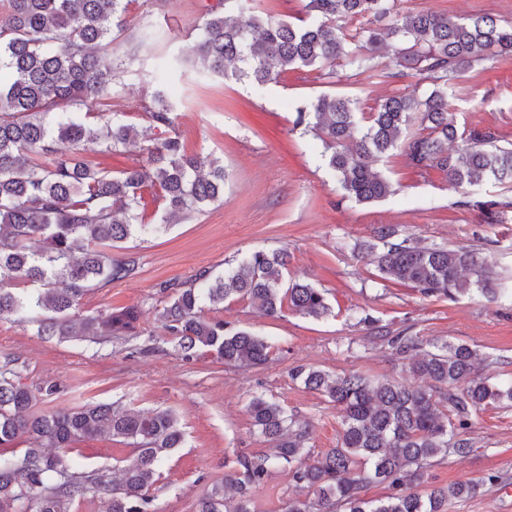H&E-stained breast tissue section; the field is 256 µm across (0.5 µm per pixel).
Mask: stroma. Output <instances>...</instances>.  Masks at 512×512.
Returning <instances> with one entry per match:
<instances>
[{"label": "stroma", "mask_w": 512, "mask_h": 512, "mask_svg": "<svg viewBox=\"0 0 512 512\" xmlns=\"http://www.w3.org/2000/svg\"><path fill=\"white\" fill-rule=\"evenodd\" d=\"M216 3L134 0L128 35L112 45L118 57L128 37H140L146 27L153 33L124 75L112 108L127 113L144 140L156 138L142 118V106L150 99L154 74L165 71L178 92L175 127L188 150L224 161L223 202L160 236L126 242L127 252L138 259V275L97 289L83 301L86 314L138 308L137 337L123 343L47 339L30 325L0 321V367L8 366L27 385L51 382L60 388L44 410L106 401L176 412L185 442L168 457L162 479L151 489L156 512H194L198 499L223 480L237 457L265 450L245 409L252 396L265 395L311 421L314 452L336 447L342 430L336 408L294 382L290 369L308 365L333 373L358 370L373 379L404 377L387 344L368 336L353 313L371 315L392 331L409 327L428 339L469 344L485 359L484 377L512 378V300L492 302L476 290L426 297L382 280L375 265L353 251L374 225L394 224L425 245L479 249L498 283L512 289V218L485 223L480 210L462 206L461 189L442 171H417L398 156L380 164L393 184L392 195L372 204L344 200L320 156V141L293 129L297 107L319 94L348 96L367 112L396 92L423 95L426 83L413 74L393 77V56L386 49L377 57L385 76L372 82L342 72L331 83L313 73L304 79L291 73L256 91L232 79L202 77L184 56L196 25ZM400 5L458 17L487 14L512 24V0H401ZM448 119L461 130L491 128L502 143H512V57L476 64L450 81ZM280 248L288 249L294 276L327 290L333 316L315 320L287 311L271 319L249 302H228L218 317L265 337L269 363L242 368L209 355L183 360L155 318L162 285L186 281L202 269L220 274L252 251ZM467 436L473 443L470 454L449 456L431 468L429 486L495 473L500 483L449 505L448 512H512V409L488 406L476 412ZM133 454L125 443L94 440L76 443L70 457L116 481ZM306 496L287 468L279 467L253 500L256 512H287L291 501Z\"/></svg>", "instance_id": "35a3bbf8"}]
</instances>
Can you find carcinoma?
<instances>
[{
	"label": "carcinoma",
	"mask_w": 512,
	"mask_h": 512,
	"mask_svg": "<svg viewBox=\"0 0 512 512\" xmlns=\"http://www.w3.org/2000/svg\"><path fill=\"white\" fill-rule=\"evenodd\" d=\"M236 2L238 15L215 9L197 27L189 57L207 77L232 78L262 87L290 72L310 69L321 79L336 68L356 77L376 76L377 52L392 48L397 71L430 81L418 98L389 96L367 114L357 102L323 94L296 109L294 128L324 146L345 198L378 202L393 193L375 163L403 157L417 170L438 169L464 190L459 205L483 211L501 224L511 202L479 199L488 185H512V145L499 144L486 129L472 128L451 151L457 131L448 123V82L481 61L512 56V25L489 16L452 18L430 10H402L399 0H309L310 21L299 23ZM134 0H8L0 12V319L15 316L41 336L98 340L137 335L141 311L81 313L92 291L138 274V260L112 256L117 244L144 239L188 220L224 197V163L190 153L175 129L166 79L144 106L143 116L159 131L143 146L125 113L89 120L81 108L106 104L138 46L108 64L104 52L128 29ZM421 115L425 134H410ZM135 156L114 174L83 152ZM154 205L146 220L147 204ZM385 280L426 296L454 297L476 288L497 295L480 253L468 247L425 246L397 227L379 224L356 245ZM171 290L156 311L170 342L186 359L214 352L226 365L268 362L266 338L209 317L205 307L226 300L248 301L261 314L278 318L291 311L314 319L333 313L327 292L288 274L285 250H257L234 268L215 275L203 269ZM369 335L381 338L405 361L404 370L428 382L417 388L395 378L372 380L358 371L335 374L298 365L291 378L318 392L339 410L338 444L318 454L309 446L312 424L299 421L273 399L253 398L252 426L269 451L244 456L198 501L197 512H252L253 491L271 469L286 467L292 480L316 500H295L288 512H447V505L494 484L477 482L419 491L433 463L451 453L465 455L473 413L486 406L512 407V381L491 383L480 373L478 354L468 344L429 341L406 327L396 333L358 317ZM55 384L33 388L0 371V445L25 439L20 456H0V512H71L78 496L109 495L108 512H154L150 490L184 433L173 412H142L110 403H90L36 413L52 400ZM108 437L134 447L135 458L112 486L97 472H79L69 450L80 441ZM386 483L391 493L367 499L363 492Z\"/></svg>",
	"instance_id": "cac0c4a2"
}]
</instances>
